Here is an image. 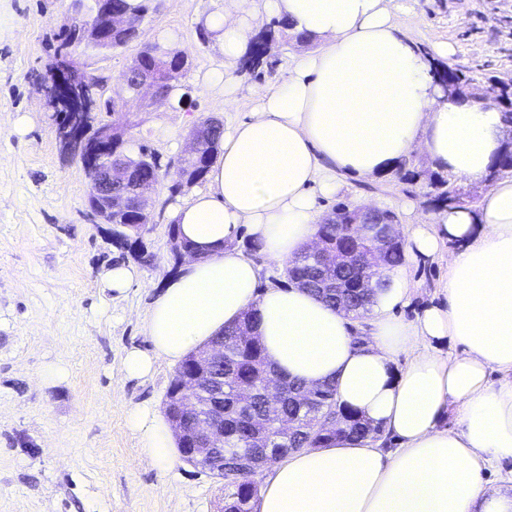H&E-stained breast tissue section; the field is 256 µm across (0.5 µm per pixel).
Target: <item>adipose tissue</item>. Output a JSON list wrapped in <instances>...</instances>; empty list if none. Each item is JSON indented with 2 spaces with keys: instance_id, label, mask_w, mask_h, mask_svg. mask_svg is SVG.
Wrapping results in <instances>:
<instances>
[{
  "instance_id": "ef3b65f1",
  "label": "adipose tissue",
  "mask_w": 512,
  "mask_h": 512,
  "mask_svg": "<svg viewBox=\"0 0 512 512\" xmlns=\"http://www.w3.org/2000/svg\"><path fill=\"white\" fill-rule=\"evenodd\" d=\"M399 9L396 0H240L206 18L228 60L267 14L288 18L318 47L258 91L250 119L225 131L207 189L174 207L171 220L198 256L155 300L152 348L129 350L125 374L142 379L157 361L182 360L253 307L277 374L335 382L340 403L392 443L385 452L372 438L342 437L293 453L275 465L256 512H512V491L488 493L482 483L487 464L512 459V176L476 207L409 225V260L448 255V305L408 321L395 314L406 284L388 289L360 347L352 320L306 290L261 288L260 265L239 247L246 236L267 260H290L316 239L318 196L338 194L343 175L385 172L412 150L460 181L487 177L506 146L501 112L488 97L448 98L432 57L396 24ZM443 339L455 353L429 350ZM399 353L411 356L401 370ZM129 423L155 465L170 466L168 423L147 405Z\"/></svg>"
}]
</instances>
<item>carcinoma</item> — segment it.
<instances>
[{"mask_svg":"<svg viewBox=\"0 0 512 512\" xmlns=\"http://www.w3.org/2000/svg\"><path fill=\"white\" fill-rule=\"evenodd\" d=\"M113 6L130 14L132 21L143 23L150 10V0H113ZM278 32L285 44L295 42L307 44L308 35L294 31V23L282 17L277 20ZM55 53L66 54L78 48L81 55L91 56L96 50L88 46L75 26L61 27L53 34ZM189 67L188 59L175 53L167 46L147 45L133 59L125 72L126 81L134 84L140 77H150L163 88H176ZM434 75L450 97L476 98L479 85L476 79L461 69L439 65ZM102 111L114 115L115 141L112 154L117 167H133L150 182H160L158 158L146 147L131 148L128 125L115 119L120 113L118 102L107 99ZM192 135L197 139L199 158L193 165L171 164L176 176L169 187L171 194H177L182 187L203 180L218 149L222 136L219 121L206 119L195 125ZM512 170V142L490 168L487 181L497 178L500 173ZM395 177L404 185V191L416 190L421 172L407 168V162L399 163ZM428 186L435 189V201L442 207H473L477 195L464 192L439 173L428 178ZM142 215L127 212L120 203L112 204V223L118 228L112 231L116 241L134 243L150 228L139 223ZM357 233L354 224L318 225L317 234L323 239L318 253L308 248L298 250L295 256L284 264L281 276L284 283L297 285L317 299L340 311L362 319L369 312L376 293L389 287L387 272L405 262L404 244H389L381 257V269L373 271L368 267L366 256L369 247L361 245V251L352 253L353 236ZM171 252L175 262L194 253L193 246L182 240L176 224L169 225ZM257 326L256 311L251 309L243 314L239 322L224 328L210 338L212 342H224V361L213 365L216 383L224 394V467L231 468V462L241 454L249 456L256 466L276 453L284 456L303 448H320L339 437L378 438L382 431L368 420L341 405L336 398V388L330 382L315 386L296 380L281 378L284 395L276 402L267 400L264 385L274 370L264 354L259 337L254 335ZM224 512H253V502L258 494L257 484L248 478L238 481L227 478L224 482Z\"/></svg>","mask_w":512,"mask_h":512,"instance_id":"cac0c4a2","label":"carcinoma"}]
</instances>
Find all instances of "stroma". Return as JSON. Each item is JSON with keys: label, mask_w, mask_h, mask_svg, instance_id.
Listing matches in <instances>:
<instances>
[{"label": "stroma", "mask_w": 512, "mask_h": 512, "mask_svg": "<svg viewBox=\"0 0 512 512\" xmlns=\"http://www.w3.org/2000/svg\"><path fill=\"white\" fill-rule=\"evenodd\" d=\"M404 34L425 54L454 49L450 67L466 71L482 90L512 75V0H406ZM70 0H0V512H215L220 479L175 458L165 469L146 455L127 424L129 410L147 404L163 412L175 364L159 362L152 377L126 379L128 349H150L146 317L173 273L167 226L177 205L161 178L152 196L153 229L144 243L153 259L138 262L114 243L111 225L92 215L89 182L78 156L60 147L53 111L40 90L52 58L48 38L63 24ZM139 39L88 71L120 96L123 72L145 45L184 51L190 68L178 98L127 102L130 136L162 161L186 157L189 129L207 117L223 124L247 119L254 92L275 86L304 48L274 42V68L262 74L226 62L216 42H200L213 0H152ZM231 76L230 83L220 74ZM336 202L374 200L408 223L407 204L435 213L424 190L403 191L393 172L371 178L370 189L345 176ZM130 264L139 279L123 295L100 282L103 269ZM410 284L399 314L411 320L443 307L447 259L406 262Z\"/></svg>", "instance_id": "stroma-1"}]
</instances>
